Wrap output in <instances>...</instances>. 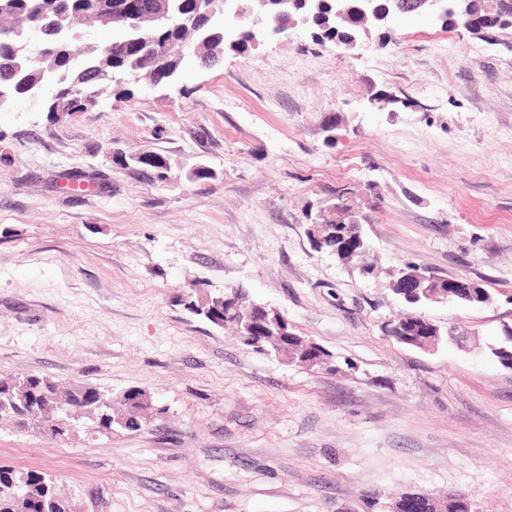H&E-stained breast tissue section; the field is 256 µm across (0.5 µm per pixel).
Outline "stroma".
Listing matches in <instances>:
<instances>
[{"instance_id": "obj_1", "label": "stroma", "mask_w": 512, "mask_h": 512, "mask_svg": "<svg viewBox=\"0 0 512 512\" xmlns=\"http://www.w3.org/2000/svg\"><path fill=\"white\" fill-rule=\"evenodd\" d=\"M1 152L0 377L135 387L156 408L108 436L2 419L0 465L44 474L74 512H369L405 492L512 512V370L487 353L512 329V30L409 16L353 56L299 24L167 89L110 84L53 116L18 102ZM342 190L375 275L309 236ZM407 263L489 292L420 309L465 348L384 334L410 311L390 287ZM234 291L334 369L186 307Z\"/></svg>"}]
</instances>
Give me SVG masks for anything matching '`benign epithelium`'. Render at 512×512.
Masks as SVG:
<instances>
[{"label": "benign epithelium", "mask_w": 512, "mask_h": 512, "mask_svg": "<svg viewBox=\"0 0 512 512\" xmlns=\"http://www.w3.org/2000/svg\"><path fill=\"white\" fill-rule=\"evenodd\" d=\"M174 5V11L139 12L123 3L114 10L98 12L101 25L123 21L130 29L154 30L159 24H175L194 35L188 42H168L163 51L154 55V88H170L177 85L186 68L192 64H205L202 47H211V54L221 57L224 48H237L243 44H257L268 37H283L294 26L300 10L317 15L326 10L336 19V24L347 29L344 36L334 39L336 48L346 54H356L365 44V37L373 30L386 34L394 30L396 22L405 11L400 0H166ZM480 0H412L411 10L421 16L452 24L458 19L469 18L476 11ZM75 19L66 7V0H55L54 8L46 13L35 11L25 22H12L0 27V44L14 45V68L21 72L34 65L43 73V82L23 88L18 96L17 87L0 83V107L22 98L37 104L42 111L58 114L66 111L64 99L79 98L86 88L72 81L65 88L59 83L65 76L58 74L51 60L57 48L67 46L79 35L73 33ZM342 205L338 202L322 208L309 228L312 240L320 239L318 228L340 223ZM336 256L350 263L369 254L362 225L358 221L343 228H336ZM445 284L412 266L398 280L402 298L410 305H417L422 298L436 301L431 288H443ZM281 328L280 335H288V321L278 311L256 305L239 318V335L257 336L272 326Z\"/></svg>", "instance_id": "1"}]
</instances>
